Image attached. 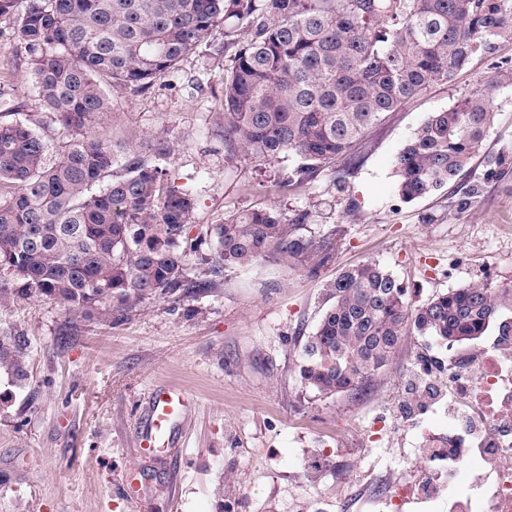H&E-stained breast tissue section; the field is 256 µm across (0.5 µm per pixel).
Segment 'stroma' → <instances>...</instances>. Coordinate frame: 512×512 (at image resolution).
Listing matches in <instances>:
<instances>
[{"instance_id":"1","label":"stroma","mask_w":512,"mask_h":512,"mask_svg":"<svg viewBox=\"0 0 512 512\" xmlns=\"http://www.w3.org/2000/svg\"><path fill=\"white\" fill-rule=\"evenodd\" d=\"M213 42L145 91L109 89L105 129L175 140L163 166L194 195V228L251 207L305 210L313 223L343 226L336 261L315 277L268 263L228 269L217 287L176 304H143L112 327L73 322L48 299L0 305V335L23 336L29 353L25 384L0 379V512H310L372 478H402L418 467V432L406 419L417 354L461 358L477 344L404 336L391 364L362 388L320 397L299 369L304 339L329 305L328 283L340 268L374 261L403 283L413 307L471 282L512 288V169L491 179L484 161L512 153V41L370 130L344 189L326 171L285 195L275 182L290 159L224 153L219 114L233 53L223 31ZM488 86L496 122L466 174L428 198L402 201L394 166L407 140L462 92ZM15 119L29 120L50 154L66 141L32 86L13 21L0 19V121ZM474 183L480 193L467 198ZM160 385L195 400L173 431L182 446L176 482L174 464L139 458L134 437ZM133 467L142 489L131 501L119 480Z\"/></svg>"}]
</instances>
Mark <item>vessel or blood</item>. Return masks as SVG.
I'll return each instance as SVG.
<instances>
[{"mask_svg":"<svg viewBox=\"0 0 512 512\" xmlns=\"http://www.w3.org/2000/svg\"><path fill=\"white\" fill-rule=\"evenodd\" d=\"M192 401L182 390L160 386L149 396L148 407L135 427L136 446L142 456L160 451L178 458L179 449L172 437L176 426L184 424Z\"/></svg>","mask_w":512,"mask_h":512,"instance_id":"b4317fda","label":"vessel or blood"}]
</instances>
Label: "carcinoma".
I'll list each match as a JSON object with an SVG mask.
<instances>
[{
  "instance_id": "obj_1",
  "label": "carcinoma",
  "mask_w": 512,
  "mask_h": 512,
  "mask_svg": "<svg viewBox=\"0 0 512 512\" xmlns=\"http://www.w3.org/2000/svg\"><path fill=\"white\" fill-rule=\"evenodd\" d=\"M0 0L31 65L32 86L70 132L54 161L26 122H0V304L49 298L79 321L120 324L151 300L176 303L217 286L227 267L269 262L316 275L334 262L343 229L274 206L227 216L211 228L218 260L190 274L201 238L190 237L195 200L168 179V136L105 137L107 89L145 90L198 52L213 32L250 31L224 77L229 158L294 159L278 183L299 188L336 165L338 184L371 128L433 81L451 82L475 56L512 40V0ZM496 84L433 113L399 152L405 202L448 185L482 148L496 120ZM512 165L486 158L487 177ZM302 353L304 385L330 398L385 369L402 337L473 341L505 298L470 283L410 309L407 289L376 262L341 271ZM19 336H0V374L27 379Z\"/></svg>"
}]
</instances>
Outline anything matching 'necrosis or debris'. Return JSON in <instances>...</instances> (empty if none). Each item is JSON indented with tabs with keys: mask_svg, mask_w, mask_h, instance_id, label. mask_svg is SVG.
I'll return each mask as SVG.
<instances>
[{
	"mask_svg": "<svg viewBox=\"0 0 512 512\" xmlns=\"http://www.w3.org/2000/svg\"><path fill=\"white\" fill-rule=\"evenodd\" d=\"M450 382L448 428H421L422 480L378 483L382 512L447 502L448 512H512V334L498 335L466 360L419 371Z\"/></svg>",
	"mask_w": 512,
	"mask_h": 512,
	"instance_id": "4bbe7bcc",
	"label": "necrosis or debris"
}]
</instances>
